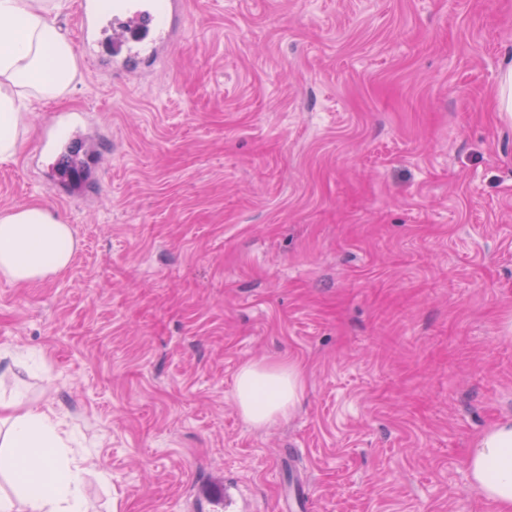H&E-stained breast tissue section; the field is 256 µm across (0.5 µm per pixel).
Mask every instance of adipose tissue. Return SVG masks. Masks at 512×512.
<instances>
[{
	"label": "adipose tissue",
	"mask_w": 512,
	"mask_h": 512,
	"mask_svg": "<svg viewBox=\"0 0 512 512\" xmlns=\"http://www.w3.org/2000/svg\"><path fill=\"white\" fill-rule=\"evenodd\" d=\"M52 0H0V162L12 160L26 114L22 100L58 99L76 77L71 42L51 13ZM71 225L52 210L29 204L0 212V280L30 285L70 264ZM303 387L292 363L241 366L235 398L244 420L261 428L288 418ZM71 435L53 411L23 399L0 402V512H87L82 459L68 457ZM469 482L497 512H512V418L484 431L466 461Z\"/></svg>",
	"instance_id": "adipose-tissue-1"
}]
</instances>
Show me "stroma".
Listing matches in <instances>:
<instances>
[{"label": "stroma", "instance_id": "obj_1", "mask_svg": "<svg viewBox=\"0 0 512 512\" xmlns=\"http://www.w3.org/2000/svg\"><path fill=\"white\" fill-rule=\"evenodd\" d=\"M166 58L77 51L0 210L71 224L70 266L0 281V396L67 422L91 512H495L512 416V0H186ZM304 371L254 428L246 362ZM466 469L470 486L497 512L512 511V418L480 435Z\"/></svg>", "mask_w": 512, "mask_h": 512}]
</instances>
